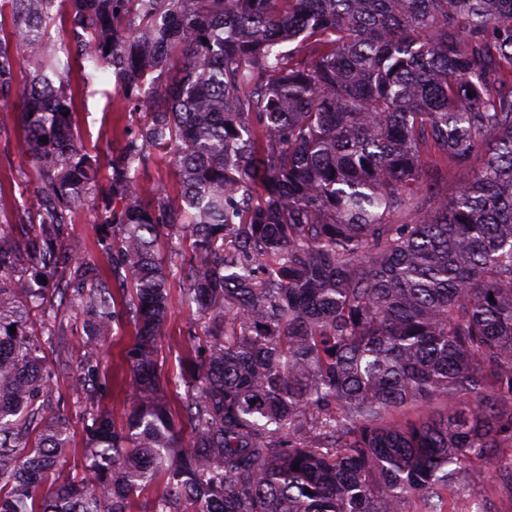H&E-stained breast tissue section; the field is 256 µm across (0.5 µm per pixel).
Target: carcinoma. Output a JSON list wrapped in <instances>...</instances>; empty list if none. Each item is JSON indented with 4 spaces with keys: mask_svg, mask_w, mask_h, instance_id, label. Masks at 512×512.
I'll list each match as a JSON object with an SVG mask.
<instances>
[{
    "mask_svg": "<svg viewBox=\"0 0 512 512\" xmlns=\"http://www.w3.org/2000/svg\"><path fill=\"white\" fill-rule=\"evenodd\" d=\"M8 3L0 100L27 70L40 186L33 234L0 231V512H134L156 483L142 512H456L478 470L512 485V0ZM59 22L81 85L109 72L139 112L96 212L122 303L64 236L100 165ZM158 152L178 191L147 198ZM162 237L190 240L182 296L205 328L173 380ZM62 252L55 291L90 341L123 307L134 325L133 410L92 415L78 480L56 476L70 420L36 339ZM98 373L87 360L75 389ZM462 512L487 499L470 489Z\"/></svg>",
    "mask_w": 512,
    "mask_h": 512,
    "instance_id": "cac0c4a2",
    "label": "carcinoma"
}]
</instances>
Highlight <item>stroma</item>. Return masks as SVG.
Segmentation results:
<instances>
[{"label":"stroma","instance_id":"35a3bbf8","mask_svg":"<svg viewBox=\"0 0 512 512\" xmlns=\"http://www.w3.org/2000/svg\"><path fill=\"white\" fill-rule=\"evenodd\" d=\"M17 100H9L7 109L0 113V229L17 236L31 233L32 228L22 221L19 203L27 198L38 185L34 170L27 164L25 143L16 122ZM136 116L131 103L125 102L116 91L113 79L105 78L91 88L79 93L74 107V121L85 148L97 154L101 162H108L116 145L120 127L133 123ZM97 194H90L85 205L67 228L69 234L85 244L84 256L101 270H108L110 258L102 253L97 240L102 234L101 225L94 222ZM159 251L171 273L168 277L171 299V317L158 339L159 368L162 375L180 372L182 362L189 354L188 333L199 327L200 318L182 302L183 282L179 268L189 254L187 244H171L161 240ZM83 316L74 309L60 308L57 315L56 335L47 351L49 363L66 364V371L57 373L56 396L63 404L71 421L73 436L71 448L66 449L67 471L77 475L82 471L81 448L85 426L96 410L111 412L115 426L126 421L127 411L134 399L128 376L129 368L120 364L119 351L128 346L133 334L129 318L114 324L109 336L102 341L98 351L102 386L92 395L74 391L72 380L83 365L87 352Z\"/></svg>","mask_w":512,"mask_h":512}]
</instances>
